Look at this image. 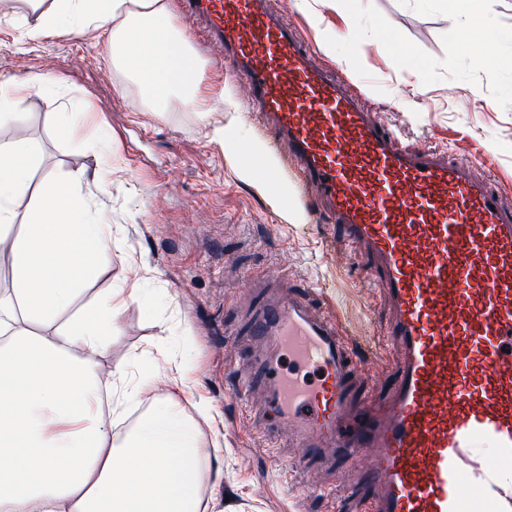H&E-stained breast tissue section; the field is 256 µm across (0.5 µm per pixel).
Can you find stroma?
<instances>
[{
	"label": "stroma",
	"instance_id": "1",
	"mask_svg": "<svg viewBox=\"0 0 512 512\" xmlns=\"http://www.w3.org/2000/svg\"><path fill=\"white\" fill-rule=\"evenodd\" d=\"M370 2L416 46L444 58L441 37L453 27L452 18L418 14L399 0ZM271 4L303 27L318 65L367 95L376 118L398 132L403 146L432 145L455 160L477 158L475 175L496 176L512 204V108L492 105L487 77L475 85L452 79L423 84L371 38L359 46L367 71L359 76L325 39L329 30L346 33L350 17L319 0ZM175 24L205 65L204 87L216 100L208 125L175 96L155 112L123 61L108 60L93 35L30 42L17 23L2 20L0 87L24 83L28 90L11 113L0 116V131L21 128L33 141L35 182L77 173L112 182L111 195L97 200L112 226L111 277L141 280L144 301L123 311L102 364L124 363L146 349L150 355L140 370L156 376L154 391L130 407L117 430L163 397L162 371L187 347L186 378L217 418L212 425L197 421L199 441L206 447L217 435L224 444L205 487L215 512H365L371 491L362 466L304 456L284 425L274 441H266L257 426L263 408L238 398L226 369L255 351L249 318L261 302L262 285L273 277L310 295L319 313L338 320L370 367L365 390L373 407L385 408L398 361L395 348L378 346L390 305L366 282L369 256L331 244V236L341 233L337 225L289 223L259 181L241 178L234 154L211 140L212 124L234 126L244 142L267 144L271 137L260 132L237 81L190 22L179 15ZM88 102L110 126L111 148L90 129L75 137L58 132L57 113L82 111ZM111 277L89 285L80 304L108 288ZM306 482L325 487L327 497L297 493Z\"/></svg>",
	"mask_w": 512,
	"mask_h": 512
}]
</instances>
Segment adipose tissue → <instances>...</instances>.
Segmentation results:
<instances>
[{
    "label": "adipose tissue",
    "mask_w": 512,
    "mask_h": 512,
    "mask_svg": "<svg viewBox=\"0 0 512 512\" xmlns=\"http://www.w3.org/2000/svg\"><path fill=\"white\" fill-rule=\"evenodd\" d=\"M24 31L38 41L94 32L108 54L128 50L127 65L156 104L174 90L200 118L213 107L204 68L174 26L170 0H33ZM212 140L243 150L239 171L262 185L291 222L300 214L282 189L263 144L239 147L216 125ZM36 158L26 136L0 135V258L11 287L0 290V512H213L203 493L210 467L184 413L190 389L172 393L119 435L112 425L134 404L148 377L127 365L104 369L105 338L138 286L118 282L91 315L72 314L85 286L111 266L112 227L92 212L102 179L80 175L32 183Z\"/></svg>",
    "instance_id": "adipose-tissue-1"
}]
</instances>
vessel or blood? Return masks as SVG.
<instances>
[{
	"mask_svg": "<svg viewBox=\"0 0 512 512\" xmlns=\"http://www.w3.org/2000/svg\"><path fill=\"white\" fill-rule=\"evenodd\" d=\"M183 11L273 132L303 202L371 256L401 349L390 404L370 412L353 399L367 373L338 322L277 284L239 392L261 379L275 424L306 454L371 449L368 512H512V206L471 166L402 146L270 0H183ZM308 368L316 382L299 379Z\"/></svg>",
	"mask_w": 512,
	"mask_h": 512,
	"instance_id": "b4317fda",
	"label": "vessel or blood"
}]
</instances>
